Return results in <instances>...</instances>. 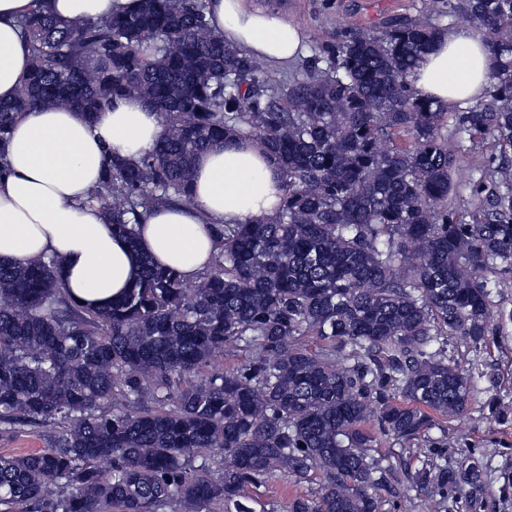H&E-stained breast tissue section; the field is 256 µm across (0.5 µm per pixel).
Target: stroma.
Instances as JSON below:
<instances>
[{"label": "stroma", "instance_id": "obj_1", "mask_svg": "<svg viewBox=\"0 0 512 512\" xmlns=\"http://www.w3.org/2000/svg\"><path fill=\"white\" fill-rule=\"evenodd\" d=\"M262 7L285 12L308 35L306 57L334 40L337 29L371 30L379 25L417 16L423 0H255ZM495 316L492 331L481 348L474 349L460 338L448 339V354L472 374H490L497 387L480 382L475 400L461 417L447 420L422 440L407 446L391 437L377 440L378 455L388 459L390 494L380 512H428L427 499L412 490L416 472L426 458L431 442L447 438L448 446L439 461L464 470L470 458L484 462L479 489L460 483L450 492L441 512H512V287L492 291ZM498 398L505 418L490 422V398ZM51 429L25 425L13 432H0V454H25L48 448ZM318 476L296 481L277 472L252 488L253 512H286L297 498L314 499Z\"/></svg>", "mask_w": 512, "mask_h": 512}]
</instances>
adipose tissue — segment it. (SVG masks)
<instances>
[{"instance_id":"1","label":"adipose tissue","mask_w":512,"mask_h":512,"mask_svg":"<svg viewBox=\"0 0 512 512\" xmlns=\"http://www.w3.org/2000/svg\"><path fill=\"white\" fill-rule=\"evenodd\" d=\"M32 0H0V101L14 100L31 62L21 19ZM61 21L97 22L135 10L139 0H45ZM212 30L245 55L286 67L305 50L306 33L287 15L254 0H209ZM498 59L482 30H437L411 76L419 99L465 107L483 99L497 80ZM163 132L159 112L143 100H118L95 118L65 108L23 112L0 153V261L29 264L55 258L73 298L102 307L120 298L141 271V256L178 271L187 281L206 273L216 253L214 228L272 217L283 196V175L259 142L231 137L200 154L191 198L142 215L136 244L112 231L89 202L109 158L135 160Z\"/></svg>"}]
</instances>
